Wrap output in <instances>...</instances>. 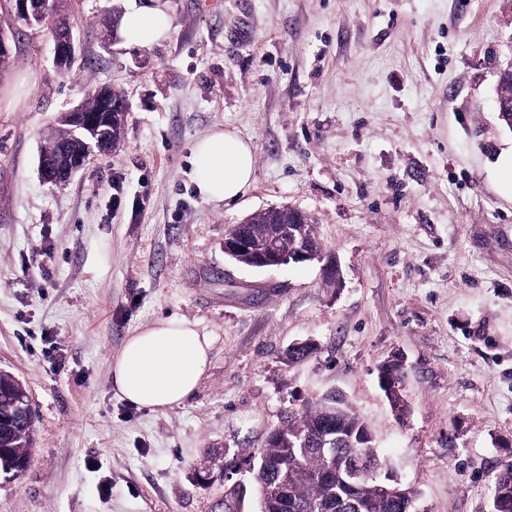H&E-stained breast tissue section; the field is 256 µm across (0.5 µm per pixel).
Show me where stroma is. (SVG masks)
Here are the masks:
<instances>
[{
    "mask_svg": "<svg viewBox=\"0 0 512 512\" xmlns=\"http://www.w3.org/2000/svg\"><path fill=\"white\" fill-rule=\"evenodd\" d=\"M159 4L170 36L131 46L98 20ZM71 73L0 4V370L34 412L0 512H259L247 470L288 412L339 390L414 512H489L512 460V197L493 178L512 0H63ZM124 91L123 145L62 186L38 159L62 112ZM250 140L254 180L204 202L194 144ZM286 204L340 271L249 268L227 230ZM178 315L216 334L182 405H132L112 363ZM318 350L289 364L298 340ZM405 364L397 419L379 366Z\"/></svg>",
    "mask_w": 512,
    "mask_h": 512,
    "instance_id": "stroma-1",
    "label": "stroma"
}]
</instances>
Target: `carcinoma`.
Returning <instances> with one entry per match:
<instances>
[{
	"label": "carcinoma",
	"instance_id": "1",
	"mask_svg": "<svg viewBox=\"0 0 512 512\" xmlns=\"http://www.w3.org/2000/svg\"><path fill=\"white\" fill-rule=\"evenodd\" d=\"M68 27L59 17V0H44L42 11L31 29L51 33ZM112 99V113L106 134L120 140L126 112L123 94L108 87L92 91L82 108L97 112L104 93ZM79 145L72 123L58 118L54 133L41 153L57 164L67 166L68 154ZM251 231L259 244L275 241L274 256L293 254L304 244L319 251L322 244L311 224H282L280 217L268 211L253 216ZM398 376L384 389L397 416L407 413L401 393L403 367L394 362L385 368ZM25 387L12 375L0 372V472L19 475L25 450L33 443L34 417L28 412ZM377 468L385 465L374 446L371 429L340 394H329L288 416L267 436L251 479L259 495V512H413L416 491L398 478L385 481L378 477L355 476L359 464ZM491 499H497L512 512V461L503 462L492 479Z\"/></svg>",
	"mask_w": 512,
	"mask_h": 512
}]
</instances>
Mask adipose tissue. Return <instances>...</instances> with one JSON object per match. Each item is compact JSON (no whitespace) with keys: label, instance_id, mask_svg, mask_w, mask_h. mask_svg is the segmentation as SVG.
<instances>
[{"label":"adipose tissue","instance_id":"adipose-tissue-1","mask_svg":"<svg viewBox=\"0 0 512 512\" xmlns=\"http://www.w3.org/2000/svg\"><path fill=\"white\" fill-rule=\"evenodd\" d=\"M127 40L149 47L167 39L169 14L157 6L126 13ZM196 185L202 199L235 201L254 175L250 142L233 129H213L192 150ZM213 338L200 323L172 315L128 337L113 365L117 391L133 404L163 409L182 404L197 389L209 363Z\"/></svg>","mask_w":512,"mask_h":512}]
</instances>
